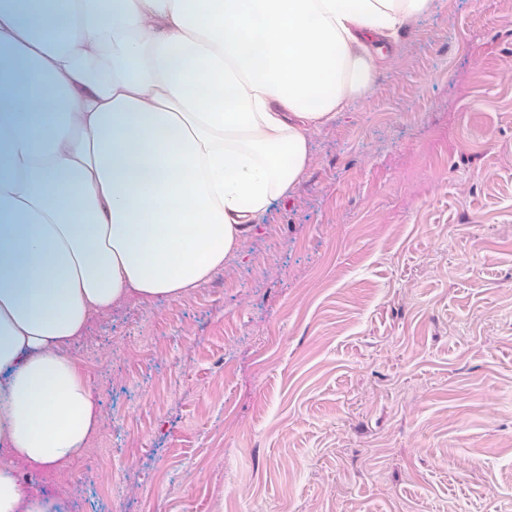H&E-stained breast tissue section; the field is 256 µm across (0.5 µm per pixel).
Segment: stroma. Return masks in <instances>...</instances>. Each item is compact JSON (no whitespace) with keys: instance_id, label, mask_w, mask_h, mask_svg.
<instances>
[{"instance_id":"1","label":"stroma","mask_w":512,"mask_h":512,"mask_svg":"<svg viewBox=\"0 0 512 512\" xmlns=\"http://www.w3.org/2000/svg\"><path fill=\"white\" fill-rule=\"evenodd\" d=\"M207 287L93 317L66 512H512V0H434Z\"/></svg>"}]
</instances>
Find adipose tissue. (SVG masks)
Returning a JSON list of instances; mask_svg holds the SVG:
<instances>
[{"mask_svg": "<svg viewBox=\"0 0 512 512\" xmlns=\"http://www.w3.org/2000/svg\"><path fill=\"white\" fill-rule=\"evenodd\" d=\"M434 0H0V512L101 413L67 348L206 287ZM50 108L31 112L29 99Z\"/></svg>", "mask_w": 512, "mask_h": 512, "instance_id": "1", "label": "adipose tissue"}]
</instances>
